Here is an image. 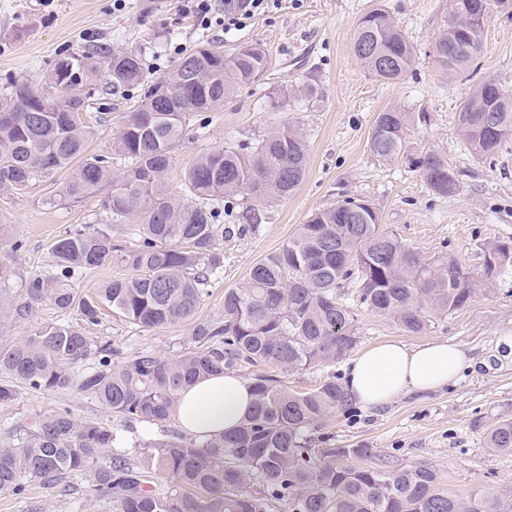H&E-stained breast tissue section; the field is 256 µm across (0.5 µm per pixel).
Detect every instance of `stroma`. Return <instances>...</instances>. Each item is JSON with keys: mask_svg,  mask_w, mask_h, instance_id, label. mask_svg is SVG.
Returning <instances> with one entry per match:
<instances>
[{"mask_svg": "<svg viewBox=\"0 0 512 512\" xmlns=\"http://www.w3.org/2000/svg\"><path fill=\"white\" fill-rule=\"evenodd\" d=\"M378 7L388 10L414 50L411 71L395 82L376 79L351 51L359 20ZM447 14L448 0H282L278 9L228 32L217 24L203 28L185 12L183 0H125L119 10L113 0H0V97L13 82L45 80L60 54L81 44L141 53L150 81L198 45L211 42L230 50L258 44L268 57L266 74L224 107L192 120L174 150L168 189L183 193V173L201 151L254 141L285 123L306 140L307 174L293 195L263 205L256 234L225 239L223 273L199 317L217 312L225 289L240 286L252 264L287 242L311 212L348 196L368 200L384 227L424 257L451 252L466 270L478 273L486 244L512 240V148L493 160L477 159L460 140L456 118L484 79L512 91V13L490 7L473 69L448 79L433 54ZM307 85L313 95L302 94ZM88 88L94 108L82 116L87 151L108 155L135 100L112 88L101 71L89 74ZM389 107L417 117L392 162L376 159L367 148L377 113ZM427 151L447 159L457 181L453 194L436 195L414 171L411 158ZM56 191V185L37 182L0 192V262L16 271L6 285L16 300L24 298L25 280L47 269L51 245L65 227L100 220L96 198L78 206L48 204ZM17 239L24 248L15 253L11 245ZM359 327V349L440 339L464 349L471 365L441 390L409 393L377 410L351 407L350 418L338 420L333 431L337 447L366 445L376 463L390 467H434L452 496L512 487V455L484 446L489 425L512 417V348L505 343L512 336V277L498 280L490 292H477L465 307L432 317L419 333L394 317L364 310ZM86 334L129 353L148 350L159 356L177 353L189 342L188 325L145 330L112 315L87 327ZM62 407L83 419L113 422L90 396L25 390L13 404L0 406V440L29 427L35 414ZM69 482L66 495L36 480L21 496L0 490V512H112L107 500L85 495L84 477Z\"/></svg>", "mask_w": 512, "mask_h": 512, "instance_id": "35a3bbf8", "label": "stroma"}]
</instances>
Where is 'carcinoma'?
Here are the masks:
<instances>
[{"label":"carcinoma","mask_w":512,"mask_h":512,"mask_svg":"<svg viewBox=\"0 0 512 512\" xmlns=\"http://www.w3.org/2000/svg\"><path fill=\"white\" fill-rule=\"evenodd\" d=\"M490 0H450L448 20L435 40L440 70L453 76L482 51L483 5ZM352 53L375 77L394 81L413 62V48L389 12L376 8L355 30ZM268 68L265 51L243 44L230 53L207 44L185 54L159 79L168 96L143 99L117 140L119 161L85 154L88 129L68 117L88 112V74L102 69L112 87L144 84L141 57L103 46L79 47L58 58L42 83L16 82L0 100V191L34 182L61 184L59 200L81 204L101 187L103 224H72L51 246L49 275L25 281V302L0 294V318L27 321L35 306L50 304L75 321L40 323L20 342L0 345V405L21 389L74 390L95 398L129 430L155 425L159 434L138 438L130 453L114 447L116 435L102 422L82 420L69 408L39 414L22 436L0 441V489L20 496L36 479L61 492L65 479L88 477L86 492L112 502V512H512V489L448 495L438 472L426 466L388 469L362 465L373 458L361 444H332L333 418L344 412L347 393L331 375L315 387L295 390L287 378L314 367L334 366L360 341L357 310L396 318L413 333L430 317L465 306L478 280L453 255L426 259L387 230L379 212L349 197L311 213L278 250L258 259L245 281L224 291L222 308L199 318L201 303L224 267V237L259 231L261 210L236 211L235 197L260 203L290 196L308 163L304 137L284 124L256 142L211 148L184 174L189 197L167 190L172 152L201 111L224 105ZM205 70L208 78L190 80ZM497 105V124L481 118ZM411 113L378 112L368 149L379 160L402 151ZM459 136L481 160L512 140V92L492 80L480 83L457 115ZM411 165L437 195L456 190L448 161L427 151ZM236 223H224V216ZM136 216L140 223H127ZM482 286L512 274V245L490 243ZM123 274L91 297L76 298L72 285L106 262ZM355 288L346 291L345 285ZM144 329L191 326V347L158 357L127 354L119 345L95 343L85 327L103 311ZM249 375L253 409L238 428L201 440L172 428L180 392L223 374ZM485 444L512 454V419L492 423ZM162 476L166 488L153 486Z\"/></svg>","instance_id":"carcinoma-1"}]
</instances>
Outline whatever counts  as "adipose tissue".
<instances>
[{
  "label": "adipose tissue",
  "instance_id": "ef3b65f1",
  "mask_svg": "<svg viewBox=\"0 0 512 512\" xmlns=\"http://www.w3.org/2000/svg\"><path fill=\"white\" fill-rule=\"evenodd\" d=\"M460 347L445 341L418 346L386 342L367 348L350 361L345 385L355 403L376 407L409 392L441 389L467 365ZM250 381L216 375L185 388L173 409L180 428L196 437H219L235 430L252 409Z\"/></svg>",
  "mask_w": 512,
  "mask_h": 512
}]
</instances>
